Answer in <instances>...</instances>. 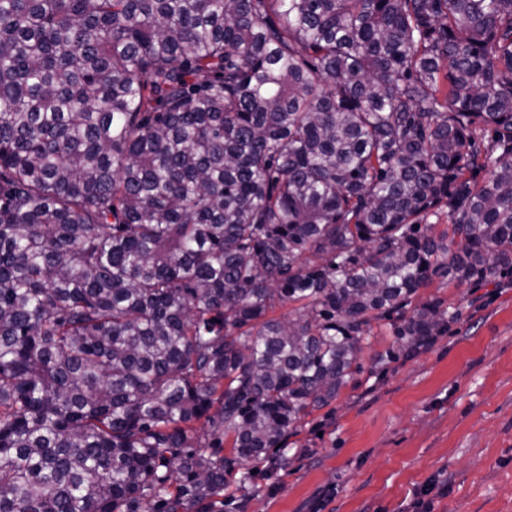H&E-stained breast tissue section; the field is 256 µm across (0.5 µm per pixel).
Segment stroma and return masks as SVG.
I'll use <instances>...</instances> for the list:
<instances>
[{
    "label": "stroma",
    "instance_id": "1",
    "mask_svg": "<svg viewBox=\"0 0 512 512\" xmlns=\"http://www.w3.org/2000/svg\"><path fill=\"white\" fill-rule=\"evenodd\" d=\"M459 319L418 355L385 367L380 324L361 370L290 435L288 465L231 486L224 512H512V277L441 279Z\"/></svg>",
    "mask_w": 512,
    "mask_h": 512
}]
</instances>
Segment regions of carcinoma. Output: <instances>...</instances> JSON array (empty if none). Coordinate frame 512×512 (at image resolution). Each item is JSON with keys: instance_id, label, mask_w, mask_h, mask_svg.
<instances>
[{"instance_id": "1", "label": "carcinoma", "mask_w": 512, "mask_h": 512, "mask_svg": "<svg viewBox=\"0 0 512 512\" xmlns=\"http://www.w3.org/2000/svg\"><path fill=\"white\" fill-rule=\"evenodd\" d=\"M498 272L512 0H0V512H224Z\"/></svg>"}]
</instances>
